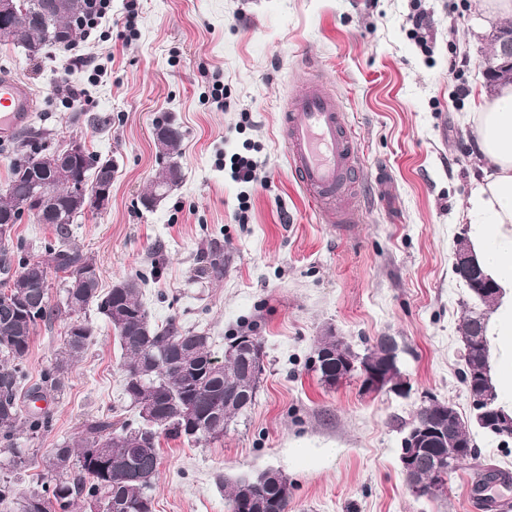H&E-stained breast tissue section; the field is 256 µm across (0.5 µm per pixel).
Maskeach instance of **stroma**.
Returning <instances> with one entry per match:
<instances>
[{"label": "stroma", "mask_w": 512, "mask_h": 512, "mask_svg": "<svg viewBox=\"0 0 512 512\" xmlns=\"http://www.w3.org/2000/svg\"><path fill=\"white\" fill-rule=\"evenodd\" d=\"M493 28L481 0H112L71 46L31 57L0 40V69L36 94L32 123L112 163L107 208L71 226L102 288L145 276L150 321L206 334L216 357L243 333L263 345L246 416L217 440L161 439L155 512H229L223 480L268 469L288 481V512H472L481 467L512 473V442L476 428L477 457L449 473L443 496L414 495L399 461L427 398L471 416L458 326L474 300L453 267L470 190L489 169L467 118L494 93L483 74ZM86 53L97 78L63 66ZM315 77L358 143V224L322 223L291 173L283 116ZM164 122L182 132V180L149 208L162 164L153 130ZM237 153L259 161L254 183L231 178ZM213 241L224 249L219 281L203 271ZM79 318L96 336L48 399L49 430L20 437L24 469L0 468L13 497L58 443L132 415L114 330L96 308ZM69 321L37 326L23 359L30 381L53 363ZM329 331L358 353L395 337L408 392L367 394L355 377L324 385L313 360ZM325 448L335 457L322 458Z\"/></svg>", "instance_id": "35a3bbf8"}]
</instances>
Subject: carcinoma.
<instances>
[{
  "instance_id": "obj_1",
  "label": "carcinoma",
  "mask_w": 512,
  "mask_h": 512,
  "mask_svg": "<svg viewBox=\"0 0 512 512\" xmlns=\"http://www.w3.org/2000/svg\"><path fill=\"white\" fill-rule=\"evenodd\" d=\"M65 2L67 10L47 21L30 9L14 17L12 41L36 56L44 45L64 41L69 29L80 31L83 17L90 10L88 0ZM154 136L159 155L171 158L178 153L182 134L177 127L158 124ZM48 140L49 133L31 129L13 141L11 177L0 193V221L15 225L36 208L35 183L48 184L53 196L40 212L42 223L55 227L54 240L43 243L37 259L28 258L22 241L0 239V452L6 455L8 467H22L24 452L17 443L19 433L23 431L35 439L51 422L46 411L23 412L25 402L61 392L70 365L83 356L95 336L91 324L77 320L69 323L54 364L44 371L39 383L29 386L21 361L37 325L50 324L64 312L73 314L94 305L112 326L124 351L127 398L135 407L142 400L153 401L158 423L152 427L150 439L145 437L143 421L118 428L110 421L92 423L84 437L65 440L50 450L44 476L17 508L19 512H73L80 501L102 500L107 506L105 512H153L159 438L164 435L201 441L223 436L228 424L250 407L247 402L224 403V392L236 387L249 393L254 380L248 361L215 363L209 337L183 329L176 319L161 328L152 326L142 302V277L118 280L107 292H101L98 267L78 245L69 242V224L78 214L96 208L99 178L112 174V162L87 154L76 175L85 181L91 172L93 179H88L85 194L74 199L56 183L50 167H35L27 176L19 173L17 160L56 153L48 147ZM180 180L181 169L176 163L161 167L144 205H152ZM204 260L213 279L224 277V249L220 245H210ZM51 270L69 275L61 307L49 300L47 274ZM486 324L485 312L471 310L459 325L465 343L462 382L468 390L486 391L496 398ZM318 349L337 353L331 371L317 368L324 383L328 375L346 368L345 358L355 357L349 345L331 334L321 339ZM130 471L138 473L140 479L129 480ZM224 493L231 509L247 497L256 512H288V482L281 474L274 479L260 474L226 480Z\"/></svg>"
}]
</instances>
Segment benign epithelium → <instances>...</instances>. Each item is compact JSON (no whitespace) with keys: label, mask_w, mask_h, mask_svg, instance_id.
Returning <instances> with one entry per match:
<instances>
[{"label":"benign epithelium","mask_w":512,"mask_h":512,"mask_svg":"<svg viewBox=\"0 0 512 512\" xmlns=\"http://www.w3.org/2000/svg\"><path fill=\"white\" fill-rule=\"evenodd\" d=\"M18 0H0V38L3 40L11 38V21L17 13ZM491 51L483 61L484 75L492 86L503 82V78L512 81V23L507 26L497 27L491 35ZM86 153L84 145L75 140L52 162V167L60 179L65 181L70 191L79 195L84 191V184L73 179L72 168ZM454 266L457 273L467 282L474 283L478 288V295L483 300L498 296V289L489 284L488 279L482 274L478 261L467 246L465 240L459 238L456 241L454 252ZM358 374L363 391L373 393L385 387H390L399 394L406 391L404 382L392 376L393 370L388 366L377 364L374 359L367 355L351 361L349 372L344 378H339L336 383L340 384L343 379L349 378L352 374ZM471 406L477 409V420L485 426L490 425L498 434L512 436V416L506 414L502 409L495 406L494 399L486 393L471 392ZM431 410L439 413L433 419H426L418 422L411 430V437L407 438L406 448L400 454V463L410 488L418 496L428 494L427 488L413 481V475L418 470V463L423 459L422 446L437 441L446 443L452 448L448 462L436 461V467L452 470L459 466L464 460L458 448L463 446L455 434L449 430L447 424L457 415L456 409L445 402L430 400L427 404Z\"/></svg>","instance_id":"1"}]
</instances>
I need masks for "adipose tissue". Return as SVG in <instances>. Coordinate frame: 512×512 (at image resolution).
<instances>
[{
    "label": "adipose tissue",
    "instance_id": "ef3b65f1",
    "mask_svg": "<svg viewBox=\"0 0 512 512\" xmlns=\"http://www.w3.org/2000/svg\"><path fill=\"white\" fill-rule=\"evenodd\" d=\"M476 141L490 174L475 182L471 213L484 221L470 227V242L503 297L487 323L491 376L502 408L512 414V84L499 86L472 116Z\"/></svg>",
    "mask_w": 512,
    "mask_h": 512
}]
</instances>
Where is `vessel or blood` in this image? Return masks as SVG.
<instances>
[{"label":"vessel or blood","mask_w":512,"mask_h":512,"mask_svg":"<svg viewBox=\"0 0 512 512\" xmlns=\"http://www.w3.org/2000/svg\"><path fill=\"white\" fill-rule=\"evenodd\" d=\"M33 110L30 87L16 77L0 76V138L25 126ZM284 122L291 172L322 222L357 223L359 208L345 200L341 189L357 169L359 153L335 97L322 82H311L292 99Z\"/></svg>","instance_id":"obj_1"}]
</instances>
